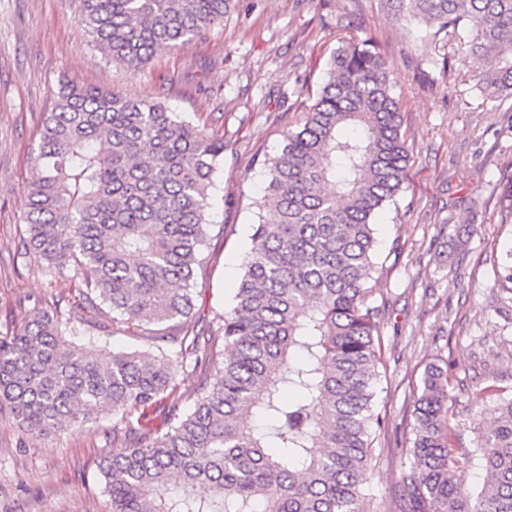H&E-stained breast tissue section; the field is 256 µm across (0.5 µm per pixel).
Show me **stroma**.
<instances>
[{
    "instance_id": "obj_1",
    "label": "stroma",
    "mask_w": 512,
    "mask_h": 512,
    "mask_svg": "<svg viewBox=\"0 0 512 512\" xmlns=\"http://www.w3.org/2000/svg\"><path fill=\"white\" fill-rule=\"evenodd\" d=\"M351 26L379 49L400 96L411 147L397 209L376 226L387 423L373 442L370 512H398L410 460L407 426L427 364L447 359L464 443L492 421L491 387L512 393V294L494 284V260L512 253L497 201L512 176V100L486 99L466 47L422 46L415 26L379 0H239L187 46L129 74L109 62L70 18L67 0H0V334L36 310H68L69 275L20 258L21 203L36 172L30 155L62 79L132 99L162 100L180 117L224 134V167L210 190V235L188 321L217 329L242 275L251 224L267 184L265 159L315 100L330 30ZM111 415L62 433L24 434L0 411V512H112L99 459L112 449Z\"/></svg>"
}]
</instances>
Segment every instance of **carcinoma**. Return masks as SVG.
Instances as JSON below:
<instances>
[{
	"label": "carcinoma",
	"mask_w": 512,
	"mask_h": 512,
	"mask_svg": "<svg viewBox=\"0 0 512 512\" xmlns=\"http://www.w3.org/2000/svg\"><path fill=\"white\" fill-rule=\"evenodd\" d=\"M236 0H69L72 19L125 71L190 44ZM396 20L469 47L479 81L512 95V0H382ZM409 146L399 96L369 41L338 38L323 85L280 153L265 161L243 274L220 327L151 336L153 348L92 356L66 339L71 321L41 311L0 335V408L30 434L120 416L127 445L100 462L112 512H363L372 436L384 427L380 310L371 297L377 216L397 204ZM22 208L31 254L68 271L112 323L189 318L203 261L210 188L224 135L158 99L63 84L32 157ZM512 225V182L498 198ZM205 361L213 382L193 406H168L166 432L130 413L171 399L177 373ZM448 360L429 363L410 423L412 458L400 512H512V396L497 390L494 424L461 442L449 405ZM260 416L258 430L247 420ZM477 468L481 480L467 483Z\"/></svg>",
	"instance_id": "1"
}]
</instances>
